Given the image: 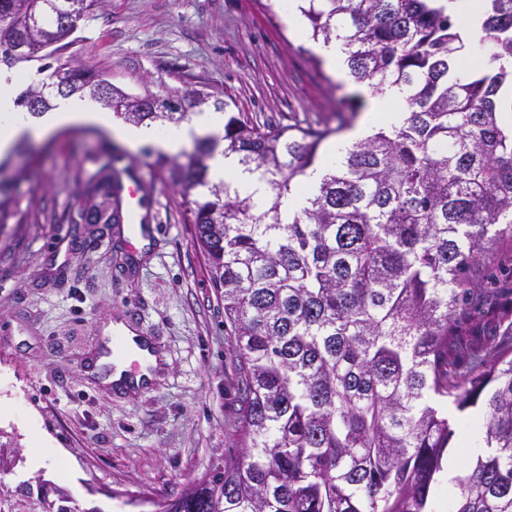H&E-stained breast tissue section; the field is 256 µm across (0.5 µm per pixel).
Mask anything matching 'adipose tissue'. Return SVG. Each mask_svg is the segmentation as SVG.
I'll return each instance as SVG.
<instances>
[{
    "label": "adipose tissue",
    "instance_id": "1",
    "mask_svg": "<svg viewBox=\"0 0 512 512\" xmlns=\"http://www.w3.org/2000/svg\"><path fill=\"white\" fill-rule=\"evenodd\" d=\"M16 85L15 70L0 68V155L8 153L21 139H39L60 128L78 125L101 126L116 133L132 149L148 144L166 154L181 151L195 139L224 134L223 115L209 109L163 129L151 125H116L109 113L100 111L91 99L74 95L57 98L50 110L34 116L17 108ZM230 177L235 178L242 194L261 200L263 187L256 176L243 173L235 156L224 155L220 150L214 152L208 161L209 180L217 183Z\"/></svg>",
    "mask_w": 512,
    "mask_h": 512
}]
</instances>
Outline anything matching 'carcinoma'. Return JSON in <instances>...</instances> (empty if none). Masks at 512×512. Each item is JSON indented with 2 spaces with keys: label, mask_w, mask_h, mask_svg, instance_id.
I'll return each mask as SVG.
<instances>
[{
  "label": "carcinoma",
  "mask_w": 512,
  "mask_h": 512,
  "mask_svg": "<svg viewBox=\"0 0 512 512\" xmlns=\"http://www.w3.org/2000/svg\"><path fill=\"white\" fill-rule=\"evenodd\" d=\"M61 2L0 0V65L14 52L55 57L15 99L31 113L103 81L56 57L97 0L79 14ZM487 2L482 55L462 79L459 24L440 0H300L311 39L341 41L354 82L406 88L407 117L347 147L291 215L283 199L359 111L348 95L334 101V128L266 131L231 116L224 139L196 140L185 162L154 161L183 197L201 190L188 223L222 290L240 403L238 451L157 499L158 512H512V129L500 119L512 110V0ZM149 98L146 110L121 94L111 109L177 125L208 100ZM221 143L259 174L263 202L208 179ZM8 188L0 178V224L13 216ZM87 188L90 220L120 223L112 161ZM459 429L483 445L437 500ZM69 503L27 484L10 512Z\"/></svg>",
  "instance_id": "1"
}]
</instances>
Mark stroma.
Returning <instances> with one entry per match:
<instances>
[{
    "label": "stroma",
    "instance_id": "stroma-1",
    "mask_svg": "<svg viewBox=\"0 0 512 512\" xmlns=\"http://www.w3.org/2000/svg\"><path fill=\"white\" fill-rule=\"evenodd\" d=\"M266 0H99L70 52L131 96L198 90L251 123L324 120L337 89L360 85L317 62L314 42ZM50 149L21 140L1 160L13 216L0 224V500L22 481L60 490L78 512H131L128 494L173 495L223 466L238 420L224 302L192 242L182 196L93 127L62 128ZM112 151L142 187L147 245L130 223L86 224V178ZM121 321L164 355L144 388L120 392L84 363ZM47 435L45 466L31 440Z\"/></svg>",
    "mask_w": 512,
    "mask_h": 512
}]
</instances>
